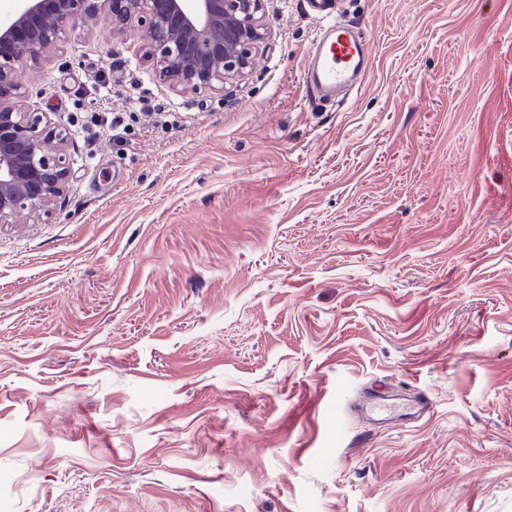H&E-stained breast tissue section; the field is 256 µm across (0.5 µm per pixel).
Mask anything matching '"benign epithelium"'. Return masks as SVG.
<instances>
[{
  "label": "benign epithelium",
  "mask_w": 512,
  "mask_h": 512,
  "mask_svg": "<svg viewBox=\"0 0 512 512\" xmlns=\"http://www.w3.org/2000/svg\"><path fill=\"white\" fill-rule=\"evenodd\" d=\"M0 17V224L50 219L71 178L68 129L30 107L20 68L50 57L78 25L105 16L143 40L159 80L224 94L248 75L265 42L266 0H20Z\"/></svg>",
  "instance_id": "1"
}]
</instances>
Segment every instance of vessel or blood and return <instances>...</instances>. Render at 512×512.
<instances>
[{
	"label": "vessel or blood",
	"instance_id": "b4317fda",
	"mask_svg": "<svg viewBox=\"0 0 512 512\" xmlns=\"http://www.w3.org/2000/svg\"><path fill=\"white\" fill-rule=\"evenodd\" d=\"M310 11L323 21L308 48L303 80L310 98L316 102H335L339 93L357 85L369 64L371 45L363 25L345 19L336 11V0H306ZM430 408L427 397L401 403L376 393L366 395L355 411L365 420L411 423L423 418Z\"/></svg>",
	"mask_w": 512,
	"mask_h": 512
}]
</instances>
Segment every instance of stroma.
I'll list each match as a JSON object with an SVG mask.
<instances>
[{
  "label": "stroma",
  "instance_id": "stroma-1",
  "mask_svg": "<svg viewBox=\"0 0 512 512\" xmlns=\"http://www.w3.org/2000/svg\"><path fill=\"white\" fill-rule=\"evenodd\" d=\"M344 8L337 107L301 0L222 96L104 18L20 71L72 178L0 226V512H512V0ZM336 1L306 0L308 9L323 21L308 48L303 72L310 98L319 103H335L344 88L357 85L370 59L371 45L362 22L338 14ZM430 408L427 397H420L413 403L397 402L377 393H369L355 407L357 415L365 420L387 423H411L423 418Z\"/></svg>",
  "mask_w": 512,
  "mask_h": 512
}]
</instances>
